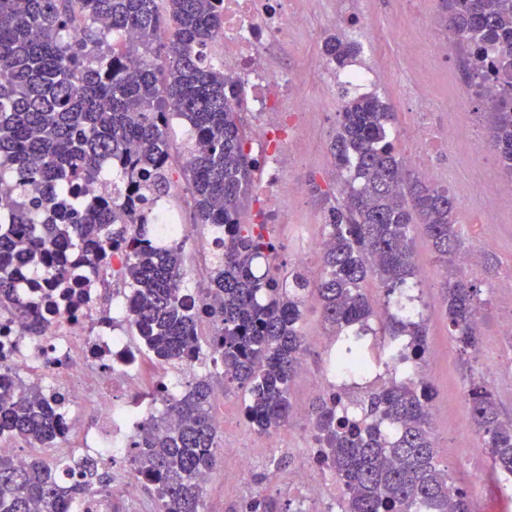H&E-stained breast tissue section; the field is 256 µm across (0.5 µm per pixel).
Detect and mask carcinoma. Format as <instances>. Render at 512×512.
I'll list each match as a JSON object with an SVG mask.
<instances>
[{
	"mask_svg": "<svg viewBox=\"0 0 512 512\" xmlns=\"http://www.w3.org/2000/svg\"><path fill=\"white\" fill-rule=\"evenodd\" d=\"M446 25L471 52H498L505 87L488 128L504 172H512V0H446ZM224 23L222 0H0V173L53 195L82 179L119 178L127 200L90 209L78 195L69 202L71 224H47L29 238L34 261L80 250L100 264L112 248L118 274L129 289V332L157 361L179 364L202 353L182 394L159 390L165 416L139 425L125 461L152 499L151 512H202L198 482L216 466V427L211 384L244 393V416L257 433L288 424L290 386L307 345L303 331L308 298L340 348L336 358L367 357L364 337L393 343L390 382L357 401L338 393L318 398L310 430L319 463L343 485L340 512H470L472 495L454 485L437 458L427 408L429 393L407 380L404 368L421 369L425 354L423 286L415 280L413 225L424 226L440 271L443 306L462 362L481 348L475 328L481 289L454 272L462 240L456 203L403 163L389 129L392 113L376 95L347 97L337 114L330 150L336 161L338 197L325 199L328 244L316 283L300 268L255 275L270 242L240 226L241 210L255 180L246 141L245 110L228 91L224 63L209 54ZM81 39H71L73 27ZM137 40L112 49V35ZM321 54L345 69L358 44L334 32ZM189 126L182 170L193 223L208 229L212 251L204 293L218 334L206 346L194 336L198 312L184 293L185 247L154 236L143 213L133 212L141 190L169 196V132ZM12 223H0V295L9 294L11 235L36 223L22 198ZM381 289L394 309L375 321L366 293ZM0 437L44 447L58 437L61 413L37 383L0 381ZM471 417L497 476L512 475V421L501 417L493 394L471 380ZM111 480L91 456H0V512H84V502ZM246 512H299L257 493Z\"/></svg>",
	"mask_w": 512,
	"mask_h": 512,
	"instance_id": "cac0c4a2",
	"label": "carcinoma"
}]
</instances>
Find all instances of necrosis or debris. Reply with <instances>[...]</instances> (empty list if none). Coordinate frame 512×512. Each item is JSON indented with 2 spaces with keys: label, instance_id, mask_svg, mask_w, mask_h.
<instances>
[{
  "label": "necrosis or debris",
  "instance_id": "necrosis-or-debris-1",
  "mask_svg": "<svg viewBox=\"0 0 512 512\" xmlns=\"http://www.w3.org/2000/svg\"><path fill=\"white\" fill-rule=\"evenodd\" d=\"M306 20L299 0H224V23L216 32L212 53L243 92L246 111L255 115L250 141L257 147L258 191L255 222L276 250L288 247L278 229L287 210L298 207L305 186L288 165V154L301 137L307 114L293 102L299 71L284 66L280 55L289 38ZM465 145L474 164V183L483 185L497 207H512V175H487V132L478 116L458 124L448 116L440 132L422 138L421 148L435 152L449 140ZM67 264L71 305L61 291H49L54 264L33 268L17 260L11 273L12 293L21 300L0 304V374L27 378L43 385L44 394L63 408L81 404L85 420L65 416L56 451L73 454V439H83L84 450L106 465L128 447L138 419L162 409L148 396L143 381L142 354L132 345L120 322L125 317V290L112 272L120 265L111 256L108 265L91 267L75 250ZM40 334H33V321ZM339 482L319 469L313 458L291 473L288 492L294 500L310 504L335 498Z\"/></svg>",
  "mask_w": 512,
  "mask_h": 512
}]
</instances>
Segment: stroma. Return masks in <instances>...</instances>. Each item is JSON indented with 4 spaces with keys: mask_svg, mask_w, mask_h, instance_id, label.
<instances>
[{
    "mask_svg": "<svg viewBox=\"0 0 512 512\" xmlns=\"http://www.w3.org/2000/svg\"><path fill=\"white\" fill-rule=\"evenodd\" d=\"M352 2L354 10L368 24L366 33L359 38L362 46L359 62L387 66L392 74L390 82L376 87L375 93L387 102L394 114L393 131L401 154L413 151L417 143L411 110L429 113L438 122L443 121V112L447 109L467 113L481 110L480 102L463 94L466 84L463 45H456L444 70L433 71L432 91H416L408 81L404 58V45L414 41L415 35L409 30L396 38L387 33L391 15L405 7L403 0ZM332 8L333 0H322L321 4L313 6L305 26L295 34L288 49L289 56L303 72L297 99L312 111L307 131L309 152L300 167V175L316 185L315 190L306 192L303 204L290 215L289 221L293 224L321 223L323 196L336 192V167L330 142L336 129V114L342 108L341 91L330 84L315 65L322 39L329 30L326 14ZM428 162L443 181L454 184L458 213H466L480 204V196L469 184L467 158L456 144L431 154ZM463 233L466 244L471 247L477 246L481 235L494 238L496 247L492 254L499 262L495 274H487L481 267L470 273L482 290L481 355L485 363L481 366H463L456 352L448 335L440 277L429 241L422 228L414 230L416 276L424 286L427 304L426 348L439 353L432 367L436 385L433 430L442 442L439 460L447 465L453 483L466 488L477 487L485 512H512V488L498 481L490 469L474 466L467 454L475 434L466 399L470 379L480 380L495 393L502 418L512 419V336L500 332L496 316V284L500 278L512 274V213L502 212L494 224L464 225ZM237 431L243 444L249 445V454L255 463L243 473L233 461L219 462L205 492L204 512H242L244 503L259 490L278 502H286L288 475L306 455L305 422L293 421L285 427L282 443L286 451L277 461L272 459L270 449L263 447L260 434L243 425L238 426Z\"/></svg>",
    "mask_w": 512,
    "mask_h": 512,
    "instance_id": "obj_1",
    "label": "stroma"
}]
</instances>
